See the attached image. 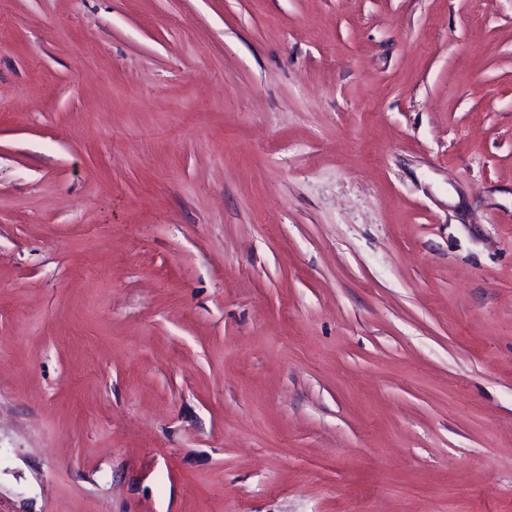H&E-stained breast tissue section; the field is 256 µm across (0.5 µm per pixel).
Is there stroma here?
<instances>
[{"instance_id":"stroma-1","label":"stroma","mask_w":512,"mask_h":512,"mask_svg":"<svg viewBox=\"0 0 512 512\" xmlns=\"http://www.w3.org/2000/svg\"><path fill=\"white\" fill-rule=\"evenodd\" d=\"M0 512H512V0H0Z\"/></svg>"}]
</instances>
